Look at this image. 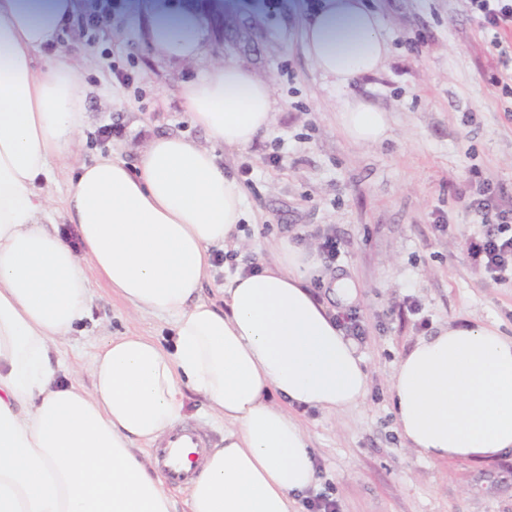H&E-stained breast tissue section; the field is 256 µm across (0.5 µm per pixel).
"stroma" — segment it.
Masks as SVG:
<instances>
[{
    "label": "stroma",
    "mask_w": 512,
    "mask_h": 512,
    "mask_svg": "<svg viewBox=\"0 0 512 512\" xmlns=\"http://www.w3.org/2000/svg\"><path fill=\"white\" fill-rule=\"evenodd\" d=\"M186 2L224 21L209 31L210 59L271 82L270 130L244 150L211 146L179 94L201 64L162 58L147 36L149 19L174 0H129L95 43L69 30L38 53L83 73L87 112L77 157L52 162L45 189L63 200L80 162L113 154L136 164L156 135L213 147L244 188L247 219L245 245L233 258L214 249L205 298L220 301L225 276L246 263L274 262V241L310 246L327 234L341 253L319 260L311 290L329 300L327 282L341 277L359 290L352 309L365 330L357 351L369 372L366 398L339 416L296 413L311 439L318 491L340 512H512V454L488 464L421 460L403 445L390 399L401 355L439 327L494 322L512 335V277H482L465 249L481 230L471 208L479 182L512 197V96L493 82L503 67L469 0H366L390 55L382 69L342 88L330 86L306 54L304 31L319 0ZM114 63L131 65L129 88H118ZM348 98L387 112L383 142L357 145L341 134L337 111ZM91 296L87 316L60 348L63 359L80 360L83 386L106 338L133 333L172 347L170 318L128 315L100 282Z\"/></svg>",
    "instance_id": "35a3bbf8"
}]
</instances>
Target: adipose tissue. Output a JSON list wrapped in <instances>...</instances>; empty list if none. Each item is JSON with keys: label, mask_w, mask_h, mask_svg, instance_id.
<instances>
[{"label": "adipose tissue", "mask_w": 512, "mask_h": 512, "mask_svg": "<svg viewBox=\"0 0 512 512\" xmlns=\"http://www.w3.org/2000/svg\"><path fill=\"white\" fill-rule=\"evenodd\" d=\"M79 0H0V512H294L317 483L297 408L339 415L365 399L369 377L355 341L313 294V249L281 239L259 272L227 274L221 303L201 295L213 248L240 244L241 185L214 145L245 149L271 126V85L213 61L180 96L202 147L152 137L135 165L81 163L64 201L81 248L48 225L49 162L73 157L85 124L84 76L37 62L79 11ZM151 45L200 61L204 16L156 14ZM306 52L337 86L378 71L389 46L363 0H324ZM338 125L356 144L381 143L385 111L353 98ZM112 289L131 314L171 317L175 343L126 334L102 342L91 388L58 350L91 301ZM224 424L190 485L174 492L148 452L176 431L185 390ZM409 450L436 463L491 462L512 453V336L495 323L450 324L403 355L390 388Z\"/></svg>", "instance_id": "adipose-tissue-1"}]
</instances>
